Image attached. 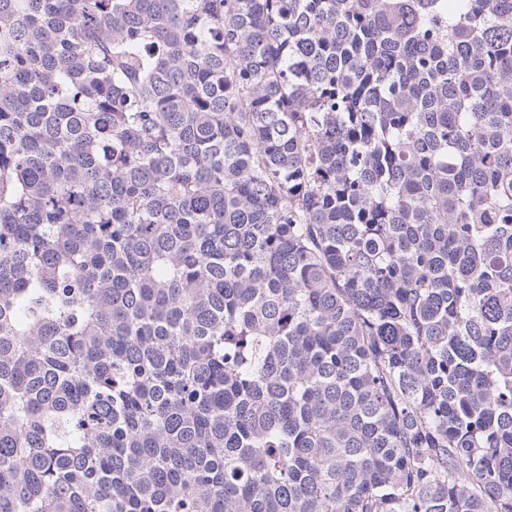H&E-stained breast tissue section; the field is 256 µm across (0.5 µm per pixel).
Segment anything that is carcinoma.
<instances>
[{
  "mask_svg": "<svg viewBox=\"0 0 512 512\" xmlns=\"http://www.w3.org/2000/svg\"><path fill=\"white\" fill-rule=\"evenodd\" d=\"M0 512H512V0H0Z\"/></svg>",
  "mask_w": 512,
  "mask_h": 512,
  "instance_id": "carcinoma-1",
  "label": "carcinoma"
}]
</instances>
